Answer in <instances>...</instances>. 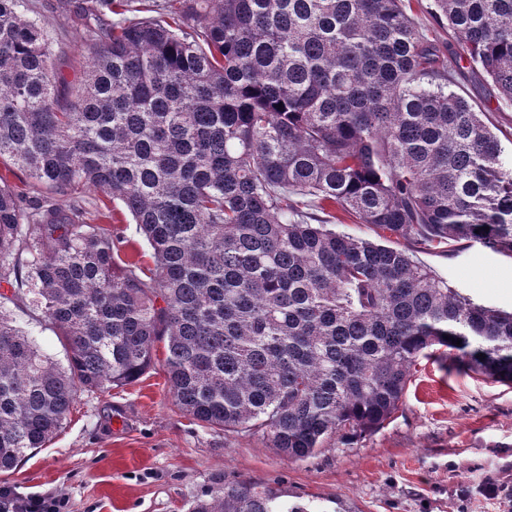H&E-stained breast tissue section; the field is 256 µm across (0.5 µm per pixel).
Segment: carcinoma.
I'll use <instances>...</instances> for the list:
<instances>
[{
  "label": "carcinoma",
  "mask_w": 512,
  "mask_h": 512,
  "mask_svg": "<svg viewBox=\"0 0 512 512\" xmlns=\"http://www.w3.org/2000/svg\"><path fill=\"white\" fill-rule=\"evenodd\" d=\"M66 2L90 53L72 80L50 20L0 0V158L40 190L25 204L0 176V473L51 440L77 392L139 379L159 343L185 414L292 461L383 427L435 346L512 384L511 312L301 210L512 256V168L404 0ZM434 6L511 103L512 0ZM90 190L120 202L153 266L88 221ZM26 303L66 367L14 325ZM191 512L306 508L235 482Z\"/></svg>",
  "instance_id": "1"
}]
</instances>
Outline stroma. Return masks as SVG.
I'll return each mask as SVG.
<instances>
[{
	"instance_id": "stroma-1",
	"label": "stroma",
	"mask_w": 512,
	"mask_h": 512,
	"mask_svg": "<svg viewBox=\"0 0 512 512\" xmlns=\"http://www.w3.org/2000/svg\"><path fill=\"white\" fill-rule=\"evenodd\" d=\"M423 33L449 45L453 90L496 134L512 164V105L498 101L462 58L461 43L434 16V0H410ZM449 288L512 311V257L477 243L447 251L412 248ZM45 354L66 363L52 326L34 307L12 312ZM502 484L486 499V480ZM246 481L307 503L312 512H512V385L465 371L441 351L421 358L394 418L365 435L330 439L314 457L292 461L266 439L231 437L191 420L174 403L162 366L104 392H79L46 447L0 474L23 496L61 497L67 512H189L224 484Z\"/></svg>"
}]
</instances>
